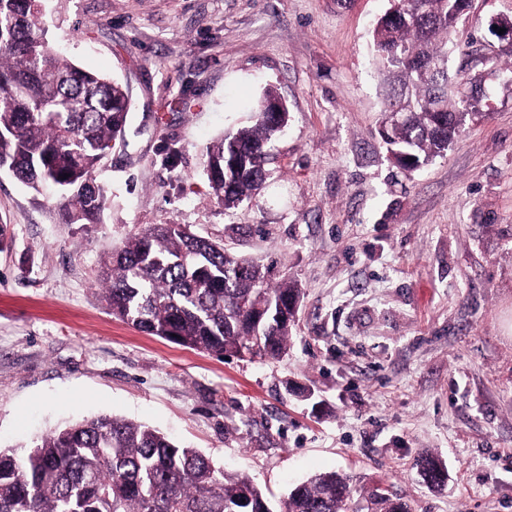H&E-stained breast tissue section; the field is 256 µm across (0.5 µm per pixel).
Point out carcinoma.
Masks as SVG:
<instances>
[{
	"label": "carcinoma",
	"instance_id": "carcinoma-1",
	"mask_svg": "<svg viewBox=\"0 0 512 512\" xmlns=\"http://www.w3.org/2000/svg\"><path fill=\"white\" fill-rule=\"evenodd\" d=\"M43 0H0V171L29 191L56 195L62 224H97L105 188L96 172L126 126L131 96L117 81L58 52ZM471 0H394L373 30L387 72L386 98L402 114L380 131L393 162L427 165L462 131L468 113L448 95L445 54L452 12ZM288 112L255 110L254 121L209 146L205 174L213 197L231 209L267 178L268 145ZM102 298L113 316L142 333L218 358L245 352L281 356L299 290L271 287L258 262L179 224H153L103 262ZM424 483L440 489L445 466L418 461ZM362 490L336 471L293 487L281 512H344ZM364 512H409L375 488ZM0 512H273L262 491L217 467L195 448L134 421L98 415L46 432L26 446L0 448Z\"/></svg>",
	"mask_w": 512,
	"mask_h": 512
}]
</instances>
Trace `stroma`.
<instances>
[{"label":"stroma","instance_id":"35a3bbf8","mask_svg":"<svg viewBox=\"0 0 512 512\" xmlns=\"http://www.w3.org/2000/svg\"><path fill=\"white\" fill-rule=\"evenodd\" d=\"M389 0H45L76 65L133 108L99 171L96 224L0 172V448L99 414L147 424L249 477L280 512L338 471L410 512H512V0H471L448 48L476 113L448 150L393 167L372 30ZM288 109L261 193L227 210L206 150L264 89ZM179 224L261 260L300 302L284 357L215 356L115 319L101 260ZM444 462L428 488L415 463Z\"/></svg>","mask_w":512,"mask_h":512}]
</instances>
